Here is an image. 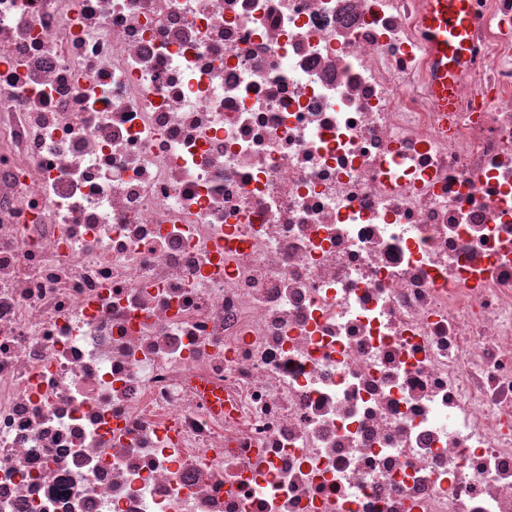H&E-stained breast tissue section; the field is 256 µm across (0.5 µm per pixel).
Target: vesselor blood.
<instances>
[{"mask_svg":"<svg viewBox=\"0 0 512 512\" xmlns=\"http://www.w3.org/2000/svg\"><path fill=\"white\" fill-rule=\"evenodd\" d=\"M474 0H428L420 19L426 50L431 57L436 78L435 100L447 108L461 64L470 49Z\"/></svg>","mask_w":512,"mask_h":512,"instance_id":"b4317fda","label":"vessel or blood"}]
</instances>
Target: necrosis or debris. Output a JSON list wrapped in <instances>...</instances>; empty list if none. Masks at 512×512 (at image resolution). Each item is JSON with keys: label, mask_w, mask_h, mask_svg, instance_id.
Returning <instances> with one entry per match:
<instances>
[{"label": "necrosis or debris", "mask_w": 512, "mask_h": 512, "mask_svg": "<svg viewBox=\"0 0 512 512\" xmlns=\"http://www.w3.org/2000/svg\"><path fill=\"white\" fill-rule=\"evenodd\" d=\"M0 0V512H512V0ZM473 7V0H428L420 19L436 70L435 100L444 111H448L455 80L470 50Z\"/></svg>", "instance_id": "1"}]
</instances>
